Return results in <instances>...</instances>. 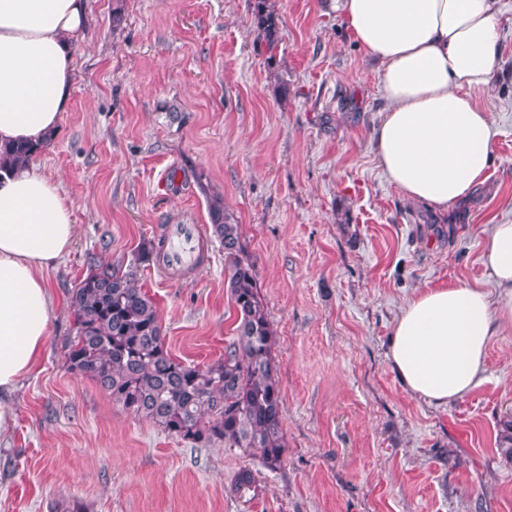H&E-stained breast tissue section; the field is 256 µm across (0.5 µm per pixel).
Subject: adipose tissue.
<instances>
[{
	"label": "adipose tissue",
	"mask_w": 512,
	"mask_h": 512,
	"mask_svg": "<svg viewBox=\"0 0 512 512\" xmlns=\"http://www.w3.org/2000/svg\"><path fill=\"white\" fill-rule=\"evenodd\" d=\"M347 36L380 64L386 106L371 144L385 181L407 199L447 206L489 170L499 130L472 90L492 84L497 0H336ZM85 0H0V141L41 142L58 130L73 84ZM72 204L34 163L0 181V432L9 397L37 368L52 297L46 273L69 253ZM489 286L432 284L407 300L389 359L404 387L434 405L484 380L492 336L512 328V223L491 225Z\"/></svg>",
	"instance_id": "ef3b65f1"
}]
</instances>
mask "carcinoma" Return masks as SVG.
I'll return each instance as SVG.
<instances>
[{
	"label": "carcinoma",
	"instance_id": "obj_1",
	"mask_svg": "<svg viewBox=\"0 0 512 512\" xmlns=\"http://www.w3.org/2000/svg\"><path fill=\"white\" fill-rule=\"evenodd\" d=\"M267 0H253L254 22L270 52L279 45V18ZM46 145L0 144V179L15 164L33 160ZM210 237L224 249V283L234 303L235 336L224 357L187 364L165 345L157 307L143 289L140 267L150 264L160 241L143 244L129 264L92 262L69 290L75 336L68 342V369L92 380L114 402L154 421L196 448L224 443L260 452L273 470L285 449L275 337L257 288L255 264L224 203L209 206ZM255 471L240 470L231 492L257 494Z\"/></svg>",
	"mask_w": 512,
	"mask_h": 512
}]
</instances>
